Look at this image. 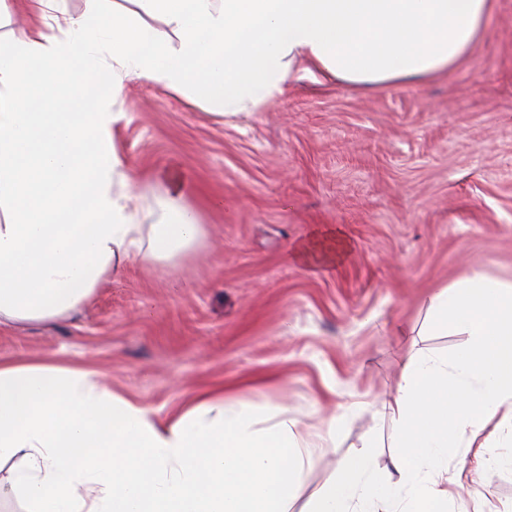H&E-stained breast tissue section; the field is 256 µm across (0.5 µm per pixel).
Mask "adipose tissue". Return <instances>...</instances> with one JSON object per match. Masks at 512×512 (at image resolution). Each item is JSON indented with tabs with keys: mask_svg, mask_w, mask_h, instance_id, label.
Returning a JSON list of instances; mask_svg holds the SVG:
<instances>
[{
	"mask_svg": "<svg viewBox=\"0 0 512 512\" xmlns=\"http://www.w3.org/2000/svg\"><path fill=\"white\" fill-rule=\"evenodd\" d=\"M88 0L63 35L0 41V324L48 323L127 264L177 265L207 228L169 180L143 223L117 150L124 82L192 88L225 113L281 94L298 69L348 84L442 74L473 56L495 0H145L177 38ZM459 330L452 360L412 352L382 403L398 429L393 469L370 451L344 461L305 512H447L448 460L484 448L512 414V279L470 271L426 299ZM316 434L287 409L200 394L155 419L97 369L0 363V502L21 512H290Z\"/></svg>",
	"mask_w": 512,
	"mask_h": 512,
	"instance_id": "1",
	"label": "adipose tissue"
}]
</instances>
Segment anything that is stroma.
<instances>
[{"mask_svg": "<svg viewBox=\"0 0 512 512\" xmlns=\"http://www.w3.org/2000/svg\"><path fill=\"white\" fill-rule=\"evenodd\" d=\"M115 135L150 194L176 169L208 226L179 268L130 266L54 324H1L0 362L89 366L165 419L197 392L285 408L334 442L315 449L292 501L303 512L340 461L374 441L406 348L454 357L466 333L431 329L418 306L468 269L512 277V0H496L472 60L430 79L350 85L298 71L278 100L236 116L145 81L125 82ZM333 242L336 263L293 249ZM448 512H512V435L484 465L461 452Z\"/></svg>", "mask_w": 512, "mask_h": 512, "instance_id": "1", "label": "stroma"}]
</instances>
